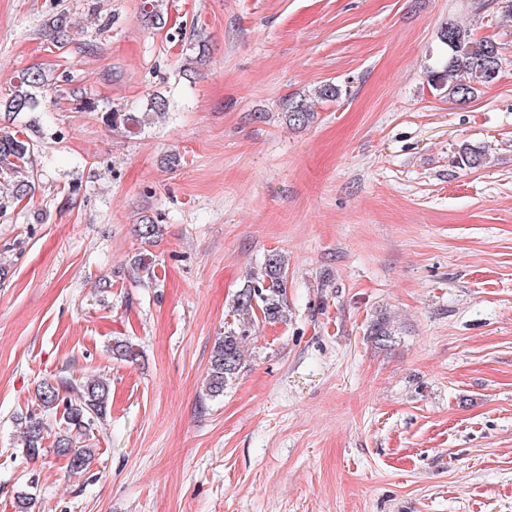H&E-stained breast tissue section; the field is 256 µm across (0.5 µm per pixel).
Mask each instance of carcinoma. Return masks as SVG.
<instances>
[{"instance_id":"carcinoma-1","label":"carcinoma","mask_w":512,"mask_h":512,"mask_svg":"<svg viewBox=\"0 0 512 512\" xmlns=\"http://www.w3.org/2000/svg\"><path fill=\"white\" fill-rule=\"evenodd\" d=\"M164 0H143V21L153 28L166 24ZM50 39L63 46L70 38L67 17L61 15L49 26ZM440 50L436 64L429 70L428 81L435 90L444 91L448 98L464 101L483 88L495 84L502 72V53L492 38L474 37L469 30L449 23L439 36ZM46 86L44 74L27 70L18 77L8 99L0 106L6 112H28L41 102L42 89ZM168 109L163 97H153L142 115L130 112H113L109 121L116 127L132 129ZM285 121L304 127L315 118L308 99L289 97L282 102ZM30 143L22 133L0 135V170L19 172L28 160ZM457 163L464 168H479L486 164L484 151L470 143H463L457 150ZM288 261L279 253L264 257L260 268L247 275L243 287L233 300L237 324L224 330L213 351L203 387L206 395L217 397L232 382L243 365V344L254 325L253 314L260 309L264 321L277 323L287 320ZM368 336L383 341L391 336L389 322L383 316L368 329ZM64 382L43 380L36 390V407L20 417L22 425L21 446L27 456L38 457L46 448L47 419L55 420L57 432L52 447L57 455L67 460L71 474L87 470L96 459V449L85 444L87 435L96 422L105 418L110 402L109 382L100 377L86 379L75 388L76 397L61 395Z\"/></svg>"}]
</instances>
